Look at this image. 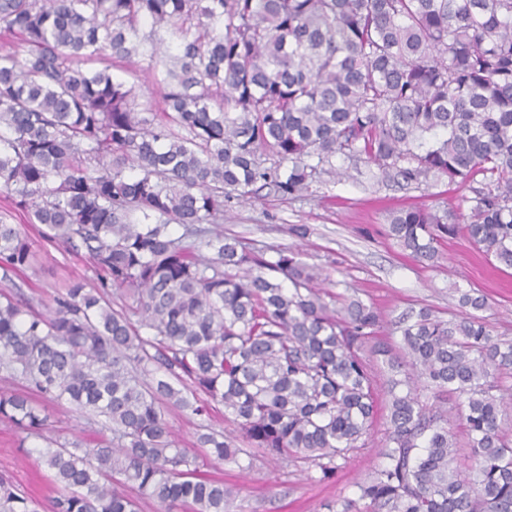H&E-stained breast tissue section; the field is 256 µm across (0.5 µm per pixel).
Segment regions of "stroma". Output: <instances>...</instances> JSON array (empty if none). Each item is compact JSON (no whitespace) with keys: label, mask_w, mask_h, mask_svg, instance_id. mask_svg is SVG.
Segmentation results:
<instances>
[{"label":"stroma","mask_w":512,"mask_h":512,"mask_svg":"<svg viewBox=\"0 0 512 512\" xmlns=\"http://www.w3.org/2000/svg\"><path fill=\"white\" fill-rule=\"evenodd\" d=\"M89 69H108L114 78L134 87L140 101L159 98L160 78L141 60L106 63L92 61ZM340 178L323 177L302 196L284 199L269 191L224 209L221 225L225 235L236 236L249 246L290 248L303 261L319 268L335 283L337 292H351L377 310L382 324L377 332L388 341L397 358H404L399 318L422 308L445 319L459 313V296L464 291L483 295V315L494 333L512 340V269L498 266L467 237L443 238L438 257L426 261L403 250L388 232L391 211L423 205L442 212L456 210L470 215L474 205L472 183L450 184L441 180L419 187H400L377 179V169L363 162L337 158ZM30 268L9 278L0 277V292L19 293L40 311L52 307L54 298L72 280L87 287L100 285L99 273L85 257L68 253L64 247L43 239L34 241ZM363 357L376 381L378 414L363 447L338 460L333 479L320 481L314 463L291 458L274 460L261 449H251L238 462H217L208 449L198 447L204 428L231 430L222 414L203 419L176 409L166 418L176 440L196 457L203 474L223 480L238 491L227 512H339L346 499H358L359 487L381 464L385 439L389 376L385 359L365 348ZM50 416L48 436L61 442L75 439L92 442L98 424L67 405L47 403ZM27 440L18 448L17 434L0 421V473L9 475L19 489L41 503L40 512H51L56 495L46 470L29 448Z\"/></svg>","instance_id":"35a3bbf8"}]
</instances>
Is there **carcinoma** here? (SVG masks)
Masks as SVG:
<instances>
[{
  "mask_svg": "<svg viewBox=\"0 0 512 512\" xmlns=\"http://www.w3.org/2000/svg\"><path fill=\"white\" fill-rule=\"evenodd\" d=\"M0 34L20 47L0 54V190L102 273L98 288L69 283L47 313L0 297V369L27 386L0 390V420L21 448L46 442L53 512H138L141 499L226 512L232 491L197 473L169 408H224L234 433L198 438L216 460L237 459L241 439L311 461L322 481L365 445L377 398L362 351L381 316L359 298L336 308L298 251L270 256L199 228L226 202L300 196L336 176L338 155L406 186L480 175L492 189L476 191L471 218L403 208L390 236L432 260L462 233L512 268V0H0ZM98 58L147 61L162 111L78 64ZM7 217L5 277L34 256ZM460 306L449 321L411 316L406 369L375 346L392 376L385 462L360 485L368 512H512V341L478 315L484 297L463 292ZM429 391L458 399L465 473ZM40 397L87 414L100 440L46 436ZM0 512L38 503L1 475Z\"/></svg>",
  "mask_w": 512,
  "mask_h": 512,
  "instance_id": "cac0c4a2",
  "label": "carcinoma"
}]
</instances>
